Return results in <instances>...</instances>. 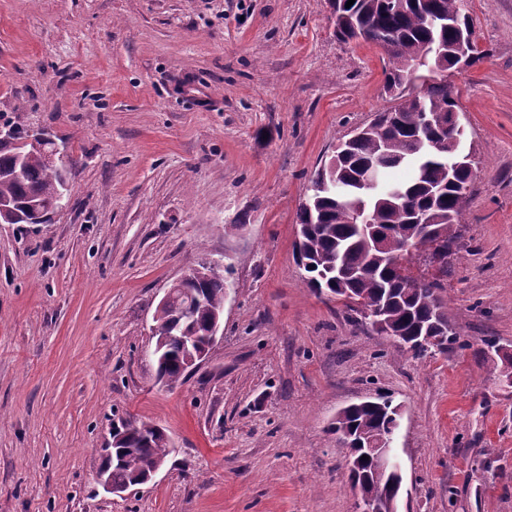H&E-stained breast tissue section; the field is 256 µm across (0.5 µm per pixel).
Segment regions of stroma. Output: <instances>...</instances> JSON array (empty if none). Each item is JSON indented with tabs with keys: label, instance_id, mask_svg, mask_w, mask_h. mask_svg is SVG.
<instances>
[{
	"label": "stroma",
	"instance_id": "stroma-1",
	"mask_svg": "<svg viewBox=\"0 0 512 512\" xmlns=\"http://www.w3.org/2000/svg\"><path fill=\"white\" fill-rule=\"evenodd\" d=\"M465 6L458 338L416 360L295 260L314 172L393 104L387 56L337 40L328 0H0V125L71 158L50 223H0V512H359L329 427L379 393L402 407L397 512H512V0ZM205 259L232 284L223 336L168 387L155 309ZM122 419L177 452L116 496L96 474Z\"/></svg>",
	"mask_w": 512,
	"mask_h": 512
}]
</instances>
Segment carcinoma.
Returning a JSON list of instances; mask_svg holds the SVG:
<instances>
[{
  "instance_id": "obj_1",
  "label": "carcinoma",
  "mask_w": 512,
  "mask_h": 512,
  "mask_svg": "<svg viewBox=\"0 0 512 512\" xmlns=\"http://www.w3.org/2000/svg\"><path fill=\"white\" fill-rule=\"evenodd\" d=\"M336 11L347 14L365 29V40L383 47L390 67L385 73L388 91L396 105L379 113L353 138L343 140L329 163L312 180V194L302 205L300 224L308 226L302 240L308 285L325 290L343 307L357 315L352 302L363 300L377 306L386 327L409 340L437 336L448 324L443 277L448 275V257L456 254L458 235L454 226L464 221L474 173L463 169L448 178V160L458 151L457 140L448 136V110L456 103L448 93L444 71L430 68L440 45L452 44L461 28H473L470 16L461 10L462 0H429L444 18L432 26L424 19L420 0H333ZM434 117L424 124L422 113ZM376 176L386 169L407 167L409 176L400 182L381 181L379 188L363 182L367 168ZM64 171L47 163L39 152L17 162L14 148L0 141V198L16 204L14 224H32L36 216H48L58 207ZM365 208L368 224L383 235L377 247L369 231L352 223V205ZM424 211L433 220L431 236L413 250L406 248L414 229L413 212ZM422 253L439 262L435 274L415 268ZM178 294L154 319L152 338L159 344L157 375L174 384L187 371L182 337L204 339L215 313L224 310L230 284L221 273L183 285ZM447 345L422 351L405 347L414 358L448 352ZM393 419L369 402L345 407L336 415L332 431L347 451L361 457L366 448L363 435L389 429ZM123 449L112 464V481L147 475L172 454L173 446L164 430L147 422H132L117 435ZM351 484L369 487L374 481L371 462L361 461L349 474Z\"/></svg>"
}]
</instances>
